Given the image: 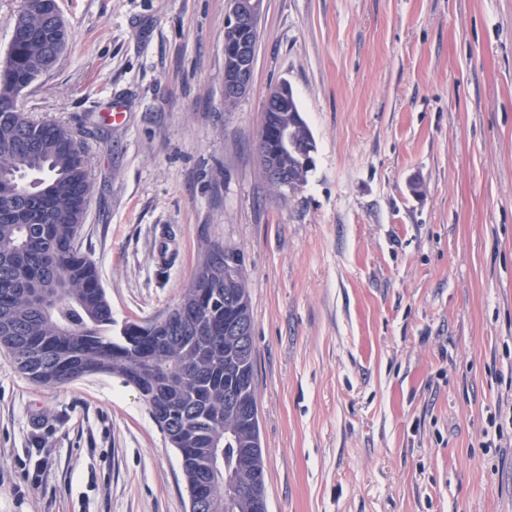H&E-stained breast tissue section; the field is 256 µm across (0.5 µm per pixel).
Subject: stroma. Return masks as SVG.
<instances>
[{
  "instance_id": "1",
  "label": "stroma",
  "mask_w": 512,
  "mask_h": 512,
  "mask_svg": "<svg viewBox=\"0 0 512 512\" xmlns=\"http://www.w3.org/2000/svg\"><path fill=\"white\" fill-rule=\"evenodd\" d=\"M58 5L71 42L20 102L84 144L116 326L244 255L269 512H512V0H264L230 107L228 0ZM283 80L316 144L285 194L257 151ZM0 512L190 501L132 386L0 354Z\"/></svg>"
}]
</instances>
